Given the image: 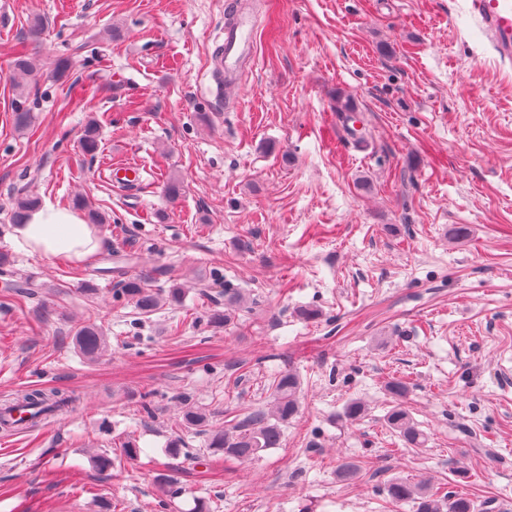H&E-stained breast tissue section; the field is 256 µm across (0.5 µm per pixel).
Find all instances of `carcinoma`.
Here are the masks:
<instances>
[{
    "mask_svg": "<svg viewBox=\"0 0 512 512\" xmlns=\"http://www.w3.org/2000/svg\"><path fill=\"white\" fill-rule=\"evenodd\" d=\"M37 206L39 201L32 196L25 194L18 197L13 212L14 223H24L27 213ZM116 298L135 302L143 315L155 311L161 302L159 295L147 288L146 279L142 276L123 280L117 289ZM75 342L79 352L89 362L101 357L108 347L102 328L96 324H85L77 328ZM300 387L299 376L292 371L275 376L270 386V407L250 413L241 425L212 433L211 447L224 452L227 457L250 461L260 457L267 449L279 445L281 425L298 412ZM388 391L393 397V405L386 416L388 427L408 446H423L424 435L404 406L408 387L401 381H392ZM12 402L14 409L26 413L23 420L48 422L58 409L78 403L80 398L58 388H31L15 393ZM384 491L394 501H415L417 512H479L480 509L474 500L462 495L439 500L424 483L391 481L386 484Z\"/></svg>",
    "mask_w": 512,
    "mask_h": 512,
    "instance_id": "cac0c4a2",
    "label": "carcinoma"
}]
</instances>
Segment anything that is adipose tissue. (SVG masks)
I'll list each match as a JSON object with an SVG mask.
<instances>
[{"mask_svg": "<svg viewBox=\"0 0 512 512\" xmlns=\"http://www.w3.org/2000/svg\"><path fill=\"white\" fill-rule=\"evenodd\" d=\"M16 232L29 253L70 263L90 259L100 246L96 231L83 216L53 205L30 213Z\"/></svg>", "mask_w": 512, "mask_h": 512, "instance_id": "adipose-tissue-1", "label": "adipose tissue"}]
</instances>
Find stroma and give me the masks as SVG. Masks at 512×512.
I'll return each mask as SVG.
<instances>
[{"label":"stroma","instance_id":"stroma-1","mask_svg":"<svg viewBox=\"0 0 512 512\" xmlns=\"http://www.w3.org/2000/svg\"><path fill=\"white\" fill-rule=\"evenodd\" d=\"M224 2L0 0V253L29 291L19 305L0 287V402L81 396L0 433V512H415L385 493L396 479L512 512V81L457 0H246L254 57L223 97ZM116 163L140 182L113 187ZM20 192L104 215L97 254L28 253ZM138 275L184 296L147 317L114 302ZM228 282L242 301L216 327ZM88 323L110 344L92 363L73 342ZM287 370L302 392L279 447L246 463L214 451L212 431L267 407ZM392 380L425 447L386 425ZM189 409L209 430L183 425ZM128 438L137 460L119 454ZM14 395L11 400L14 406L12 410L26 413L20 421L35 419V422H48L58 409L80 402L74 393L58 388H31L20 390Z\"/></svg>","mask_w":512,"mask_h":512}]
</instances>
